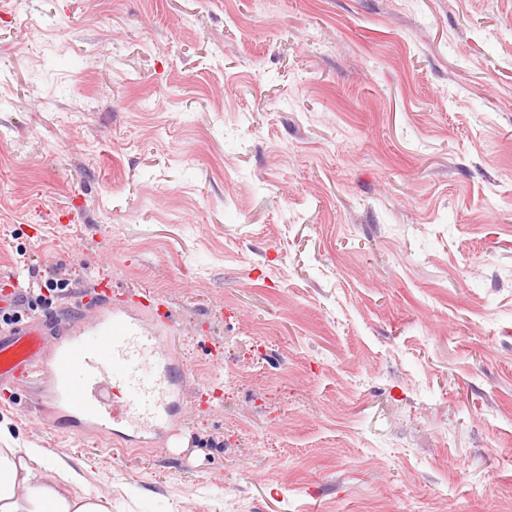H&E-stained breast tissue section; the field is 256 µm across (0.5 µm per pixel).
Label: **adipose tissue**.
I'll return each mask as SVG.
<instances>
[{"mask_svg": "<svg viewBox=\"0 0 512 512\" xmlns=\"http://www.w3.org/2000/svg\"><path fill=\"white\" fill-rule=\"evenodd\" d=\"M64 461L44 460L38 448H0V512H112L107 492L79 493Z\"/></svg>", "mask_w": 512, "mask_h": 512, "instance_id": "1", "label": "adipose tissue"}]
</instances>
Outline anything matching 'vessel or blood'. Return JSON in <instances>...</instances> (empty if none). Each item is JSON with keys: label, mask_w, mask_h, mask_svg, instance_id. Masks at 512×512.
Returning a JSON list of instances; mask_svg holds the SVG:
<instances>
[{"label": "vessel or blood", "mask_w": 512, "mask_h": 512, "mask_svg": "<svg viewBox=\"0 0 512 512\" xmlns=\"http://www.w3.org/2000/svg\"><path fill=\"white\" fill-rule=\"evenodd\" d=\"M89 297L97 312L78 328L55 329L35 314L0 327V386L46 375L54 421L77 434L120 433L149 444L173 426L181 392L170 338L113 302L109 289Z\"/></svg>", "instance_id": "1"}]
</instances>
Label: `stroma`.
Returning <instances> with one entry per match:
<instances>
[{
	"mask_svg": "<svg viewBox=\"0 0 512 512\" xmlns=\"http://www.w3.org/2000/svg\"><path fill=\"white\" fill-rule=\"evenodd\" d=\"M106 280L173 434L0 446L112 512H512V0H0V292Z\"/></svg>",
	"mask_w": 512,
	"mask_h": 512,
	"instance_id": "1",
	"label": "stroma"
}]
</instances>
